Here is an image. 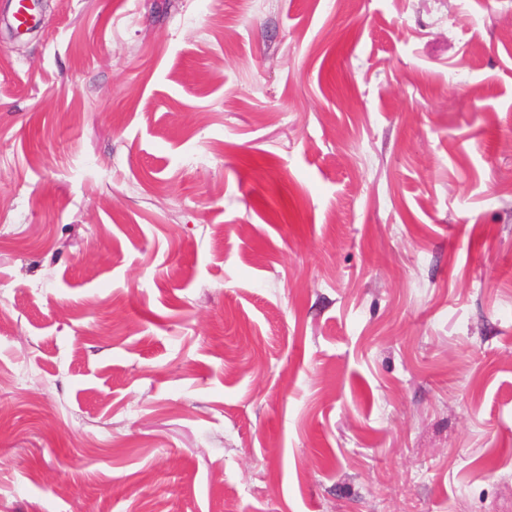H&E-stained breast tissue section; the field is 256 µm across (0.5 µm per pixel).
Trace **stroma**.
I'll return each instance as SVG.
<instances>
[{
  "label": "stroma",
  "instance_id": "35a3bbf8",
  "mask_svg": "<svg viewBox=\"0 0 512 512\" xmlns=\"http://www.w3.org/2000/svg\"><path fill=\"white\" fill-rule=\"evenodd\" d=\"M0 0V512H512V0Z\"/></svg>",
  "mask_w": 512,
  "mask_h": 512
}]
</instances>
